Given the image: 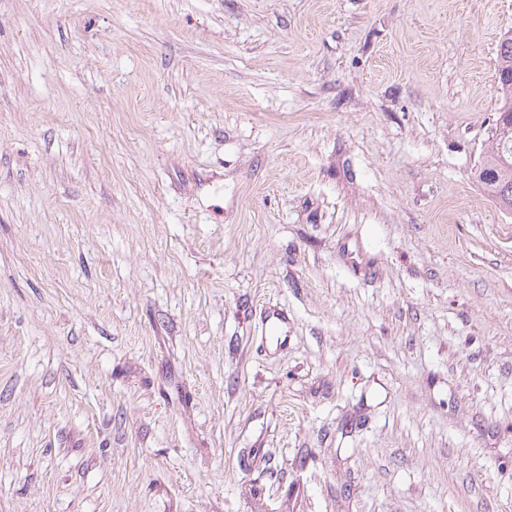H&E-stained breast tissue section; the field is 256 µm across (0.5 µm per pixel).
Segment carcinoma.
Instances as JSON below:
<instances>
[{"label": "carcinoma", "mask_w": 512, "mask_h": 512, "mask_svg": "<svg viewBox=\"0 0 512 512\" xmlns=\"http://www.w3.org/2000/svg\"><path fill=\"white\" fill-rule=\"evenodd\" d=\"M499 107L493 126L491 149L481 157L474 175L500 210L512 213V32L500 43L496 72Z\"/></svg>", "instance_id": "cac0c4a2"}]
</instances>
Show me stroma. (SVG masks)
<instances>
[{
  "label": "stroma",
  "mask_w": 512,
  "mask_h": 512,
  "mask_svg": "<svg viewBox=\"0 0 512 512\" xmlns=\"http://www.w3.org/2000/svg\"><path fill=\"white\" fill-rule=\"evenodd\" d=\"M510 30L0 0V512H512ZM496 79L499 107L494 119L491 149L481 157L474 175L500 210L512 213V32L500 43ZM498 121L501 129H498Z\"/></svg>",
  "instance_id": "35a3bbf8"
}]
</instances>
